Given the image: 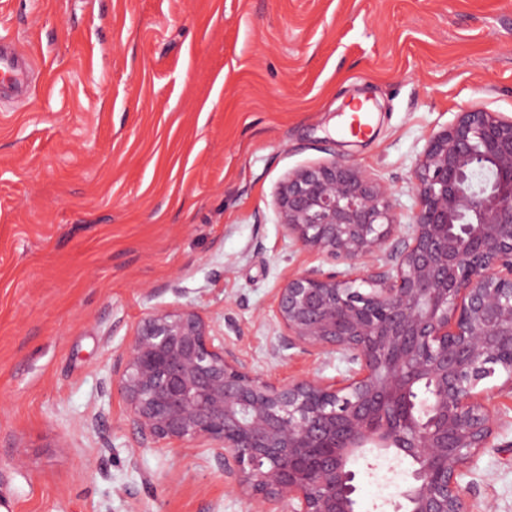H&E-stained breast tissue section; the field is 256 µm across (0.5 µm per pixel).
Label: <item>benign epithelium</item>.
Instances as JSON below:
<instances>
[{"label":"benign epithelium","instance_id":"benign-epithelium-1","mask_svg":"<svg viewBox=\"0 0 512 512\" xmlns=\"http://www.w3.org/2000/svg\"><path fill=\"white\" fill-rule=\"evenodd\" d=\"M484 170L490 178L474 181ZM413 223L398 230L388 190L341 159L280 185L281 224L344 263L289 275L272 348L339 353L341 379L279 381L248 368L196 308L150 310L113 367L136 447L214 449L256 512H357L351 462L373 449L412 461L405 512H488L463 477L502 426L512 389V118L458 114L412 174ZM382 266L362 263L380 252ZM505 375L502 384L482 382Z\"/></svg>","mask_w":512,"mask_h":512}]
</instances>
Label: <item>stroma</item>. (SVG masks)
Instances as JSON below:
<instances>
[{"instance_id": "obj_1", "label": "stroma", "mask_w": 512, "mask_h": 512, "mask_svg": "<svg viewBox=\"0 0 512 512\" xmlns=\"http://www.w3.org/2000/svg\"><path fill=\"white\" fill-rule=\"evenodd\" d=\"M3 30L40 73L27 106L0 93V512H251L210 449L136 447L116 356L183 304L252 370L345 374L269 354L289 273L347 270L288 237L279 185L346 159L412 223L428 140L472 106L512 117V0H0ZM359 100L356 138L336 120ZM494 409L464 481L512 512V392ZM353 468L358 512H397L411 460Z\"/></svg>"}]
</instances>
